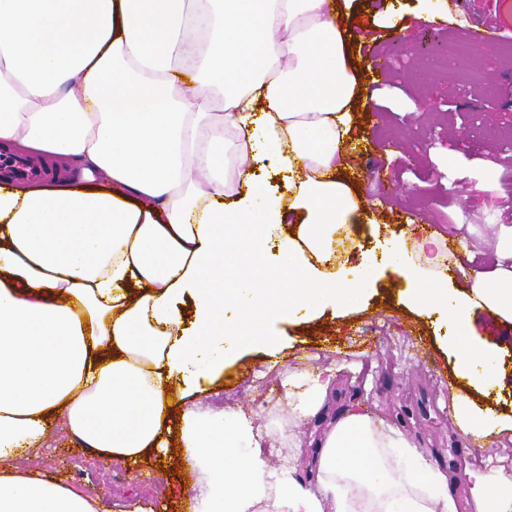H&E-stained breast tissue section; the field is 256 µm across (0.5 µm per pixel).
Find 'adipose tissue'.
Instances as JSON below:
<instances>
[{
	"mask_svg": "<svg viewBox=\"0 0 512 512\" xmlns=\"http://www.w3.org/2000/svg\"><path fill=\"white\" fill-rule=\"evenodd\" d=\"M334 0H0V148L52 161L0 174V512H108L15 459L63 420L75 444L138 468L173 449L205 474L197 512H456L448 477L401 432L351 410L318 442L317 479L268 480L258 429L196 394L277 324L362 307L383 268L435 318L459 384L507 369L476 311L512 322V227L492 269L336 262L359 198L339 172L357 78ZM253 166L275 163L271 190ZM463 432L512 431L462 397ZM473 512H512V474L470 475Z\"/></svg>",
	"mask_w": 512,
	"mask_h": 512,
	"instance_id": "obj_1",
	"label": "adipose tissue"
}]
</instances>
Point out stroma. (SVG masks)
Segmentation results:
<instances>
[{"label": "stroma", "mask_w": 512, "mask_h": 512, "mask_svg": "<svg viewBox=\"0 0 512 512\" xmlns=\"http://www.w3.org/2000/svg\"><path fill=\"white\" fill-rule=\"evenodd\" d=\"M392 0H350L348 42L355 66L371 54L390 59L383 79L368 82V105L358 134L383 177L371 168L350 167L366 219L354 231L362 251H381L386 240L406 238L412 251L421 240L408 222L416 212L437 224L463 225L466 234L495 242L500 225H512V29L502 32L492 56L474 34L498 15L496 0H467L452 18L432 27L421 0H401L407 13L395 23ZM406 44H436L429 55L399 56L395 38ZM425 101L436 111H420ZM404 281L385 271L358 311L323 314L301 324H282L287 340L277 361L254 353L227 369L202 406L233 404L252 416L267 448L273 480L304 484L316 478V442L326 424L348 409L400 430L434 467L457 461L467 470L496 475L482 466L495 448L474 455L454 419L450 388L453 362L441 347L437 325L406 308L398 298ZM331 370L328 396L319 415H301L285 382L295 373ZM22 471H38L69 483L101 501L109 512H129L137 502L159 500L160 512H185L184 486L202 488V473L187 477L176 459L128 472L78 447L63 423L51 429L46 449L17 459Z\"/></svg>", "instance_id": "35a3bbf8"}]
</instances>
